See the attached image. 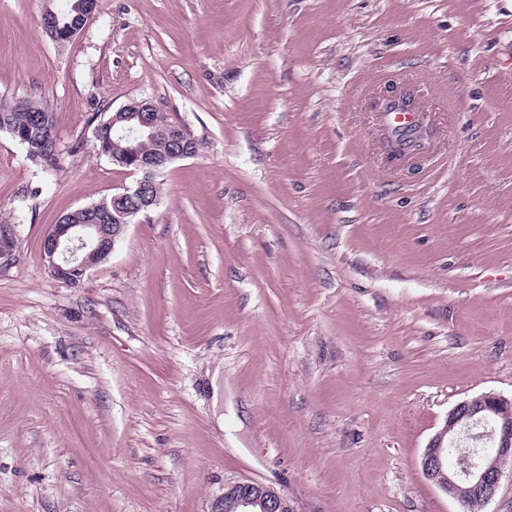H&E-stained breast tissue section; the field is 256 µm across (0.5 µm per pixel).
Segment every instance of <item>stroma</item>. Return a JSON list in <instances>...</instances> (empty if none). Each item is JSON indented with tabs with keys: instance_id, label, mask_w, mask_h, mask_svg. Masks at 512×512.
Listing matches in <instances>:
<instances>
[{
	"instance_id": "35a3bbf8",
	"label": "stroma",
	"mask_w": 512,
	"mask_h": 512,
	"mask_svg": "<svg viewBox=\"0 0 512 512\" xmlns=\"http://www.w3.org/2000/svg\"><path fill=\"white\" fill-rule=\"evenodd\" d=\"M48 6L0 0V101L51 112L63 156L0 132V512H211L246 480L296 512H466L421 458L458 402L512 396V0H98L64 45ZM389 83L428 142L390 164ZM142 98L199 151L56 279L52 225L133 182L94 121ZM17 228L18 225L16 224H2L0 226V273L8 270L16 261L19 248Z\"/></svg>"
}]
</instances>
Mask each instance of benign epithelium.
Masks as SVG:
<instances>
[{
    "label": "benign epithelium",
    "instance_id": "7a95c632",
    "mask_svg": "<svg viewBox=\"0 0 512 512\" xmlns=\"http://www.w3.org/2000/svg\"><path fill=\"white\" fill-rule=\"evenodd\" d=\"M95 14V5L83 8L76 20L55 36L58 44L69 43L85 28ZM402 95L388 84L373 95L372 109ZM157 108L147 99L132 100L112 115L117 138L112 140V158L122 159L120 166L137 176L135 182L112 195V223L70 224L63 219L53 225L43 240V257L50 274L62 281L74 277L81 281L98 264L99 256L109 255L122 239L126 228L141 214L158 203L157 175L171 163L189 158L191 134L177 119L160 127L153 120ZM162 141L166 151L158 157H144L131 141L143 132ZM19 248L18 225L0 226V273L16 261ZM465 442L489 444L479 461H470L448 470L446 480L442 451ZM512 463V397L483 393L457 403L445 424L425 450L421 460L423 476L462 506L478 500L488 503L497 493L503 467ZM295 512L294 507L276 489L255 482H237L224 487V497L212 512Z\"/></svg>",
    "mask_w": 512,
    "mask_h": 512
}]
</instances>
